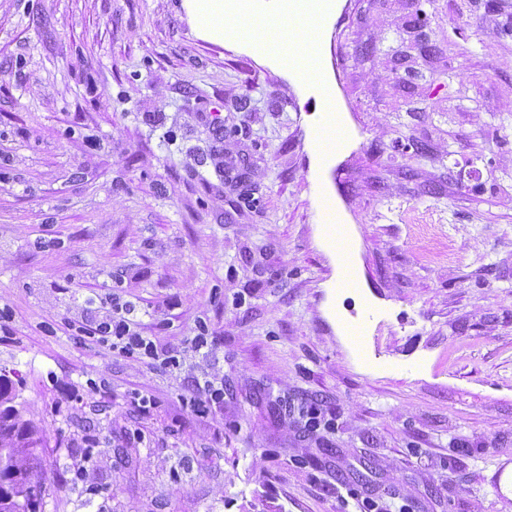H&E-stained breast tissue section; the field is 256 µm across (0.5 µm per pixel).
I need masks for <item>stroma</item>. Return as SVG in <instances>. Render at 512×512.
Instances as JSON below:
<instances>
[{
	"mask_svg": "<svg viewBox=\"0 0 512 512\" xmlns=\"http://www.w3.org/2000/svg\"><path fill=\"white\" fill-rule=\"evenodd\" d=\"M305 26L314 104L245 46ZM117 302L177 367L92 336ZM0 368L39 512H512V0L261 5L225 42L182 0H0ZM281 12H288V18L314 16L332 7V1L326 0H278ZM198 396L190 399L191 408L196 412L216 411L224 403V385L216 387L210 380L204 379L203 385L200 381L196 382Z\"/></svg>",
	"mask_w": 512,
	"mask_h": 512,
	"instance_id": "stroma-1",
	"label": "stroma"
}]
</instances>
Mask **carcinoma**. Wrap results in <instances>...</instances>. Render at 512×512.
<instances>
[{
    "mask_svg": "<svg viewBox=\"0 0 512 512\" xmlns=\"http://www.w3.org/2000/svg\"><path fill=\"white\" fill-rule=\"evenodd\" d=\"M16 397L10 380L0 375V512H37L41 490L33 463L42 439L11 405Z\"/></svg>",
    "mask_w": 512,
    "mask_h": 512,
    "instance_id": "1",
    "label": "carcinoma"
}]
</instances>
